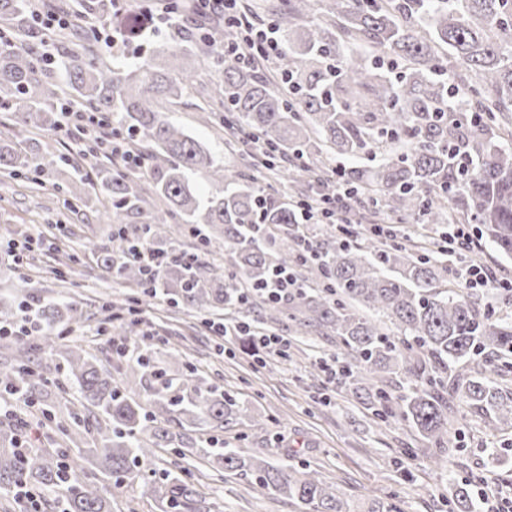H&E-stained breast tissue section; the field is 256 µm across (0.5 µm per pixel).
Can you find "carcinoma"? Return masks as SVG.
Here are the masks:
<instances>
[{
	"mask_svg": "<svg viewBox=\"0 0 512 512\" xmlns=\"http://www.w3.org/2000/svg\"><path fill=\"white\" fill-rule=\"evenodd\" d=\"M113 0H76L80 50L56 45L58 70L27 45L54 44L38 25L34 0H0V111L13 129L0 133V174L54 180L69 159L41 148L33 130L55 131L70 102L133 137L163 208L146 215L135 188L136 166L94 167L110 201L106 241L97 263L107 278L208 315L222 308L259 322H292L306 335L336 337L341 377L354 397L386 421L400 417L435 448L430 459L453 464L448 435L459 424L455 404L467 407L492 431L512 428V321L496 317L472 294L448 287L449 263L397 239L379 243L349 226L326 225L325 238L304 234L299 202H286L245 170H270L280 159L298 165L299 182L331 199L336 182L331 154L355 156L368 146L383 155L375 167L343 178L356 192L357 220L377 223L380 212L404 224H440L448 212L479 226L501 256L512 258V149L496 138L512 134V0H272L269 24L282 50L278 82L240 67L239 51L184 25L194 9L169 0L170 34L132 66L112 59L97 29L112 26ZM215 72L213 121L268 148L240 166L225 165L158 109L188 96L201 65ZM206 224L199 244L172 238L169 221ZM166 257L149 282L132 261L142 238ZM224 244L232 270L219 275L205 259ZM275 267L312 268L309 288L288 297L269 295ZM17 309L34 317L36 342L14 338L0 361V413L40 405L58 438L49 447L20 450L22 430L0 431V495L27 510L18 486L41 495L53 512H112V499L141 484L159 512H218L198 489L194 473L175 461L159 468L157 449L172 447L182 460L204 462L218 481L241 476L252 489L284 498L300 512H353L337 486L309 464L275 465L268 454L244 456L224 447V426L256 422L238 397L207 385L191 364L166 378L141 357L109 368L82 344L64 341L59 327L77 324L79 303L15 285ZM58 355L72 389L67 414L44 399L49 381L35 355ZM451 512H473L467 488L452 493Z\"/></svg>",
	"mask_w": 512,
	"mask_h": 512,
	"instance_id": "1",
	"label": "carcinoma"
}]
</instances>
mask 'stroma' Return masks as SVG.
I'll list each match as a JSON object with an SVG mask.
<instances>
[{
    "label": "stroma",
    "mask_w": 512,
    "mask_h": 512,
    "mask_svg": "<svg viewBox=\"0 0 512 512\" xmlns=\"http://www.w3.org/2000/svg\"><path fill=\"white\" fill-rule=\"evenodd\" d=\"M211 106L203 90H196L181 104L167 107L174 124L204 144L225 164H236L224 147V132L207 120ZM60 195L52 183L37 186L31 176L0 175V227L16 226L36 239L49 224L60 223L51 243H38L24 252L23 261L0 276V309L10 301L6 287L24 279L54 294H71L82 300L105 293L138 296L133 285L106 282L96 264L95 245L106 235L95 208L76 205L61 213ZM153 334L168 347L186 349L187 359L207 382H218L224 391L252 401L265 418L261 425H230L224 445L244 455L266 448L273 433H280L278 455L318 469L335 483L354 506L388 494L399 512H449L443 495L453 485H467L477 512H484V495L512 493V430L492 432L476 417H467L449 442L456 463L444 468L431 463L427 450L418 448L417 436L404 422L374 420L343 384H329L312 375L310 363L330 357L336 339L301 336L288 323L276 326L275 335L291 341L290 360L270 359L266 367L253 365L241 352L239 339H222L196 326L191 315L175 312L165 302L143 307ZM415 448V457L403 454ZM499 449L491 458L490 449ZM207 498L223 504L224 512H296L294 504L254 491L246 479H202Z\"/></svg>",
    "instance_id": "obj_1"
}]
</instances>
